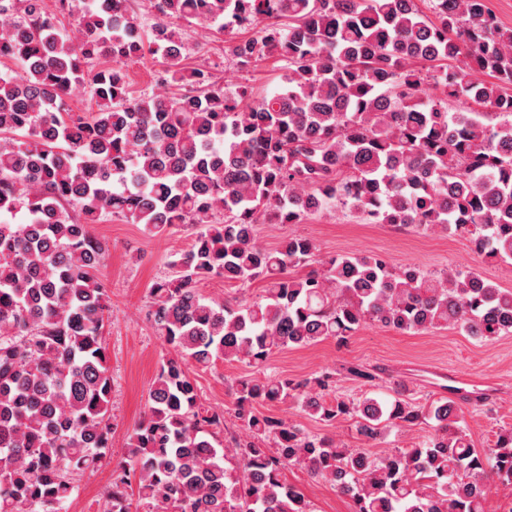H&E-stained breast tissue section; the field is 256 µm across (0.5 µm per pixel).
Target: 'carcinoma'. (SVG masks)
<instances>
[{
  "instance_id": "cac0c4a2",
  "label": "carcinoma",
  "mask_w": 512,
  "mask_h": 512,
  "mask_svg": "<svg viewBox=\"0 0 512 512\" xmlns=\"http://www.w3.org/2000/svg\"><path fill=\"white\" fill-rule=\"evenodd\" d=\"M58 2L76 16L65 34L44 0H0V60L19 68L0 74V512H68L75 476L111 458L105 248L90 231L104 217L156 235L197 227L172 261L180 274L150 289L172 355L113 469L110 512H313L283 479L289 467L333 483L354 512H484L489 475L512 482V430L477 451L455 399H331L329 371L241 376L240 433L222 446L224 410L188 370L258 366L368 322L512 334V290L473 270L350 253L318 262L309 238L267 248L255 235L336 208L466 234L475 252L512 262V29L486 0H149L147 27L132 0ZM184 24L253 32L228 55L241 70L284 62L283 85L259 97L186 67ZM148 55L177 94L133 89L128 65ZM476 70L494 81L475 83ZM80 86L96 99L88 115L68 104ZM210 277L269 288L231 305L200 293ZM264 402L349 419L368 440L427 418L434 433L373 458L256 412Z\"/></svg>"
}]
</instances>
